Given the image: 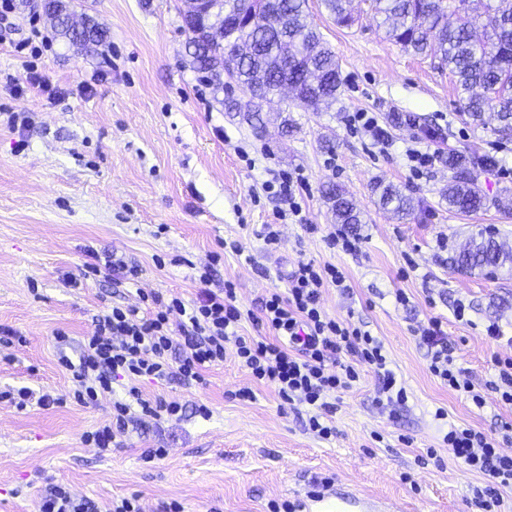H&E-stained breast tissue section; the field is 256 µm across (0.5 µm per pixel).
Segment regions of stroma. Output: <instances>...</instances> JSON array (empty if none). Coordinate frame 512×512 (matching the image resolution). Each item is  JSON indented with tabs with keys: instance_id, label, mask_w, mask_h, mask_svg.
Here are the masks:
<instances>
[{
	"instance_id": "obj_1",
	"label": "stroma",
	"mask_w": 512,
	"mask_h": 512,
	"mask_svg": "<svg viewBox=\"0 0 512 512\" xmlns=\"http://www.w3.org/2000/svg\"><path fill=\"white\" fill-rule=\"evenodd\" d=\"M187 7L186 0H82L78 18L109 33L88 54L56 38L36 10L0 11V327L25 338L0 345V391H74L54 337L65 333L79 346L104 308L138 305L154 291L194 300L198 273L209 265L210 289L232 283L238 305L255 310L282 287L285 271L311 259L343 269L349 293L325 288L323 306L378 336L408 401L377 408L375 375L363 372L336 402L335 436L323 440L307 430L305 414L282 408L271 387L250 385L229 354L199 384L139 381L144 395L183 404V416L146 426L100 456L83 437L110 418L124 387L95 406L19 408L1 400L0 512H39L54 483L97 512L132 496L143 512H165L174 501L183 512H268L269 502L284 500L305 512L321 477L335 492L327 512H336L340 493L396 512H481L473 502L481 476L453 458L442 437L452 424L500 430L512 424V406L491 395L479 409L449 390L430 373L418 330L440 318L468 379H490L494 358H512V274L470 275L450 263L481 228L512 244V139L471 125L448 72L387 40L367 0H355L360 19L348 29L309 0V20L339 61L341 92L318 110L284 98L262 102L265 129L255 134L192 69L181 22ZM33 72L46 86L29 83ZM356 112L373 113L388 143L351 129ZM412 147L438 154L416 177L406 156ZM452 151L495 155L494 167L474 171L487 209L448 208ZM282 172L302 178L303 223L279 220L286 204L265 189ZM331 182L364 213L359 252L331 248L303 229L333 224L322 197ZM378 182L419 200L415 218L376 205ZM266 224L280 231L272 254L260 236ZM89 247L124 257L138 279L87 273ZM493 322L503 340L487 337ZM247 385L254 400L237 396ZM199 404L209 418L195 414ZM149 448L168 454L148 462Z\"/></svg>"
}]
</instances>
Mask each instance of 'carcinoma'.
Wrapping results in <instances>:
<instances>
[{
    "label": "carcinoma",
    "instance_id": "carcinoma-1",
    "mask_svg": "<svg viewBox=\"0 0 512 512\" xmlns=\"http://www.w3.org/2000/svg\"><path fill=\"white\" fill-rule=\"evenodd\" d=\"M339 27L350 28L357 21L351 0H322ZM385 36L407 52L429 57L448 69L463 112L472 123H486L491 114L494 131L512 137V0H368ZM72 0H42L43 15L55 36L82 47L99 46L106 30L91 22L76 29ZM308 0H224V12L251 14L263 21L241 25L229 36L221 28L224 20L214 16L182 18L193 64L214 91H224L220 76L230 67L238 70L241 84L266 99L288 87L301 106L329 105L342 87L338 60L332 48L308 21ZM487 155L450 156L455 170L444 199L448 208L473 213L486 207V197L470 177L479 167H490ZM377 203L395 214L414 212V198L392 184H375ZM336 223L352 228L362 223L360 212L340 185L323 189ZM460 272L494 273L512 270V248L483 230L471 237L469 246L451 258Z\"/></svg>",
    "mask_w": 512,
    "mask_h": 512
}]
</instances>
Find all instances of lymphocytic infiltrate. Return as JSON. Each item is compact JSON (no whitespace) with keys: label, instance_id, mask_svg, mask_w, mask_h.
I'll return each instance as SVG.
<instances>
[{"label":"lymphocytic infiltrate","instance_id":"1","mask_svg":"<svg viewBox=\"0 0 512 512\" xmlns=\"http://www.w3.org/2000/svg\"><path fill=\"white\" fill-rule=\"evenodd\" d=\"M285 282V290L270 291L261 300L260 321L266 329L262 336L240 334L242 313L229 285L218 293L201 291L191 301L160 292L147 294L145 314L136 307L103 311L95 316L94 332L81 344L78 356L58 357L59 364L82 383L74 399L97 404L111 396L115 382L126 378L199 383L204 369L223 363L231 353L253 383L272 387L282 403L305 405L309 430L324 440L336 432L331 396L351 391L362 370H371L378 380V405L405 403L406 390L383 343L370 330L330 316L322 305L324 286L344 287L343 271L301 260ZM420 339L431 355V374L443 384L478 407L485 405L490 392L512 404V359L497 362V379L476 384L463 380L439 318H430L421 327ZM182 413L180 403L143 398L133 386L127 399L113 401L111 420L86 433L83 441L103 454L145 420L159 423ZM442 442L456 460L484 477V486L475 491V504L489 512L500 501V489L512 488V456L502 453L495 433L468 426H450Z\"/></svg>","mask_w":512,"mask_h":512}]
</instances>
